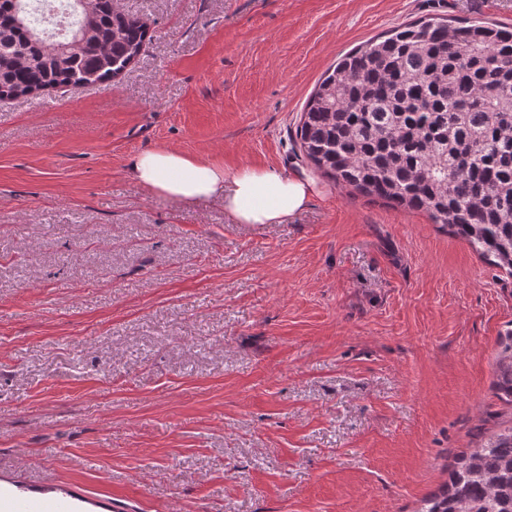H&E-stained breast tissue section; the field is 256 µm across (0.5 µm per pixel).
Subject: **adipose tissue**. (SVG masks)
<instances>
[{"mask_svg":"<svg viewBox=\"0 0 512 512\" xmlns=\"http://www.w3.org/2000/svg\"><path fill=\"white\" fill-rule=\"evenodd\" d=\"M129 176L151 195L179 202L220 201L239 224H281L305 208L311 183L272 168L245 166L234 171L175 149L133 156Z\"/></svg>","mask_w":512,"mask_h":512,"instance_id":"adipose-tissue-1","label":"adipose tissue"}]
</instances>
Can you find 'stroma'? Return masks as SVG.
I'll return each instance as SVG.
<instances>
[{"instance_id":"1","label":"stroma","mask_w":512,"mask_h":512,"mask_svg":"<svg viewBox=\"0 0 512 512\" xmlns=\"http://www.w3.org/2000/svg\"><path fill=\"white\" fill-rule=\"evenodd\" d=\"M115 84L0 103V486L82 512H420L512 425V277L295 143L322 74L424 16L512 0H122ZM170 148L309 179L283 224L150 196ZM495 366L497 389L512 403V331L497 353Z\"/></svg>"}]
</instances>
